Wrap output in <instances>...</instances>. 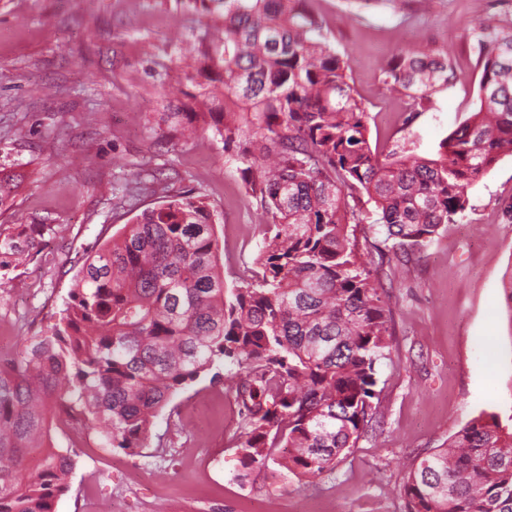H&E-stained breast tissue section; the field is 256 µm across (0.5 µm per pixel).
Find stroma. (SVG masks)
<instances>
[{
	"instance_id": "stroma-1",
	"label": "stroma",
	"mask_w": 512,
	"mask_h": 512,
	"mask_svg": "<svg viewBox=\"0 0 512 512\" xmlns=\"http://www.w3.org/2000/svg\"><path fill=\"white\" fill-rule=\"evenodd\" d=\"M346 60L369 112L378 153L407 142L435 157L473 112L479 73L464 49L477 19L512 15V0H305ZM203 32L186 0H0V179L14 181L0 226L49 224L39 254L0 279V358L57 322L88 254L165 196H201L215 219L224 286L239 284L263 242V213L234 152L211 127L185 138L166 115L194 112L196 88L178 61L179 41ZM431 46L454 60L463 84L404 128L401 103L382 89L396 49ZM155 177L157 194L133 190ZM471 210L374 283L387 295L390 357L380 369L382 427L365 434L336 475L297 479L279 464L242 478L240 419L231 369L203 374L154 421L139 454L99 443L70 449V488L56 512H405L401 488L413 459L471 419L512 416V154L468 190ZM141 473L126 488L112 459Z\"/></svg>"
}]
</instances>
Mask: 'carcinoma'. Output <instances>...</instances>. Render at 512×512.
<instances>
[{
	"instance_id": "1",
	"label": "carcinoma",
	"mask_w": 512,
	"mask_h": 512,
	"mask_svg": "<svg viewBox=\"0 0 512 512\" xmlns=\"http://www.w3.org/2000/svg\"><path fill=\"white\" fill-rule=\"evenodd\" d=\"M304 0H189L208 18L197 70L218 112H172V127L213 121L237 150L266 216L258 270L224 288L206 202L166 196L126 224L78 271L58 322L0 360V512H55L72 455L54 446L52 416L103 444L147 447L154 418L180 390L224 362L239 368L241 463L277 461L297 477L336 471L376 416L390 319L352 224L381 228L403 267L458 224L468 189L512 151V18L480 21L466 47L481 73L479 108L437 159L396 143L372 150L369 112L345 62L321 38ZM221 84L216 95L214 82ZM458 82L448 54L400 49L382 70L410 128ZM253 118L240 123L237 113ZM372 208L349 204L358 193ZM46 224L0 230V269L39 251ZM405 512H512V427L466 423L413 461Z\"/></svg>"
}]
</instances>
